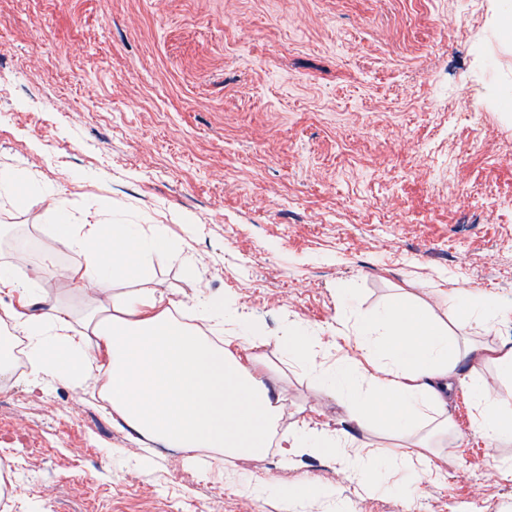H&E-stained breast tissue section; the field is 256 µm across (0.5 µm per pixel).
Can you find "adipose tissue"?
Returning a JSON list of instances; mask_svg holds the SVG:
<instances>
[{"instance_id":"adipose-tissue-1","label":"adipose tissue","mask_w":512,"mask_h":512,"mask_svg":"<svg viewBox=\"0 0 512 512\" xmlns=\"http://www.w3.org/2000/svg\"><path fill=\"white\" fill-rule=\"evenodd\" d=\"M0 198L24 206L50 201L55 233L79 262L65 279L85 301L73 311L48 296L37 280H18L0 262V288L27 294L23 310L10 311L12 330L0 337V376L9 373L13 348L26 342L33 386L53 381L81 385L106 376L107 400L135 434L181 450L207 449L212 465L228 458L257 457L278 447L280 464L294 456H333L350 444L345 431L309 425L282 429L281 393L257 377L234 350L244 337L261 340L263 330L207 296L191 307L164 306L152 286L154 256L167 252L161 225L123 219L120 205L110 217L78 224L53 187L23 185L0 170ZM225 331L223 344L202 332L201 323ZM313 337L296 326L283 339L289 365L306 372L340 402L346 421L375 425L384 435L414 448L440 446L448 437V394L458 365L483 359V347L460 346L447 324L426 309L395 297L371 310L354 328V355L331 366L309 354ZM496 376L470 383L476 423L491 442H512V404L499 395L512 386V347L493 349ZM359 484L408 495L420 477L413 462L369 445L346 463Z\"/></svg>"}]
</instances>
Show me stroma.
<instances>
[{
  "instance_id": "stroma-1",
  "label": "stroma",
  "mask_w": 512,
  "mask_h": 512,
  "mask_svg": "<svg viewBox=\"0 0 512 512\" xmlns=\"http://www.w3.org/2000/svg\"><path fill=\"white\" fill-rule=\"evenodd\" d=\"M512 0H0V169L52 185L76 218L110 204L159 224L179 257L153 259L173 302L223 297L261 325L238 353L284 396L282 423L346 427L425 457L444 478L409 498L362 491L341 459L277 449L230 458L136 445L113 427L99 385H0L8 512H512V446L474 427L463 365L444 448L342 425L336 398L289 368V325L313 329L317 360L402 297L459 338L512 345ZM479 109L467 111L471 100ZM46 204L0 201V259L16 278L74 301L59 274L74 254ZM53 263H44L45 255ZM356 306L341 312L336 290ZM491 294L492 325L465 323L448 297ZM314 485L328 498L256 499L242 484Z\"/></svg>"
}]
</instances>
